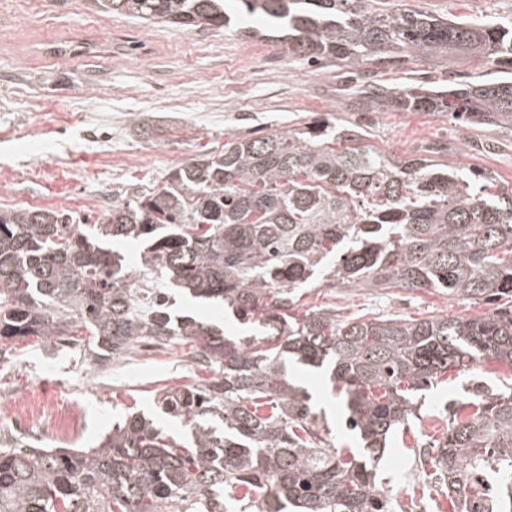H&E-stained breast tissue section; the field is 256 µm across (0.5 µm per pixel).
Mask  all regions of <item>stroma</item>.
I'll return each mask as SVG.
<instances>
[{"label": "stroma", "instance_id": "stroma-1", "mask_svg": "<svg viewBox=\"0 0 512 512\" xmlns=\"http://www.w3.org/2000/svg\"><path fill=\"white\" fill-rule=\"evenodd\" d=\"M418 2L439 15L512 17V0ZM66 45L84 52L60 54ZM495 72L476 61L416 58L380 79L433 87L483 81ZM337 75L333 64L315 66L291 54L272 32H188L102 16L87 0H0V210L64 209L93 223L113 201L163 184L168 171L222 151L227 139L293 133L322 119L357 129L365 145L397 159L434 141L482 143V150L450 156L449 164L492 171L512 187V129L462 127L429 112H364L337 96ZM313 306L335 307L343 317L415 319L474 317L494 307L431 290L326 285L308 289L297 311ZM293 375L311 396L326 447H359L343 424L339 391L314 370L301 367ZM210 377L179 341L160 346L144 339L101 367L87 344L26 340L0 354V440L90 448L129 408L154 410L156 390ZM479 385L512 387V367L484 359L419 393L409 432L393 435L373 466L393 512H449L444 485L419 458L447 432L443 409ZM26 397L72 411L70 433L15 429L6 413Z\"/></svg>", "mask_w": 512, "mask_h": 512}]
</instances>
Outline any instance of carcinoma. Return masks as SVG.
Wrapping results in <instances>:
<instances>
[{
    "label": "carcinoma",
    "mask_w": 512,
    "mask_h": 512,
    "mask_svg": "<svg viewBox=\"0 0 512 512\" xmlns=\"http://www.w3.org/2000/svg\"><path fill=\"white\" fill-rule=\"evenodd\" d=\"M97 14L193 31L262 19L293 54L349 75L413 58L463 56L500 67L481 83L425 88L358 80L340 92L372 111L441 113L460 126L512 128V18L444 17L397 0H89ZM325 123L224 142L169 171L166 184L121 199L88 224L70 211H0V353L15 341L89 337L101 365L137 340L180 339L216 373L163 389L157 405L186 432L127 413L93 448L0 447V512H162L184 502L224 512V490L259 512H390L369 463L417 418L416 395L484 358L512 367V310L424 320L302 316L297 292L348 288L512 297V190L489 171L436 160L437 142L405 160ZM341 148H336V145ZM133 243L136 265L114 244ZM164 279V287L126 281ZM224 307L250 334L226 336L175 314L167 289ZM324 369L344 393L364 447L325 448L310 395L289 361ZM453 512H468L470 473L492 467L512 512V388L448 412L432 458Z\"/></svg>",
    "instance_id": "carcinoma-1"
}]
</instances>
